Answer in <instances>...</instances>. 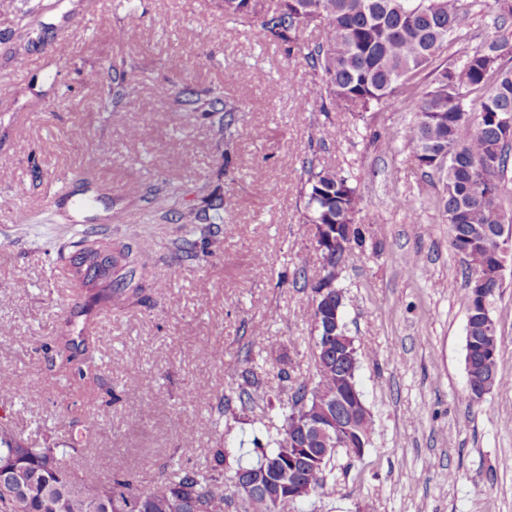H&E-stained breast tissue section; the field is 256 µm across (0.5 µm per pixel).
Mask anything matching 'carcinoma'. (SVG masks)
Listing matches in <instances>:
<instances>
[{
  "mask_svg": "<svg viewBox=\"0 0 512 512\" xmlns=\"http://www.w3.org/2000/svg\"><path fill=\"white\" fill-rule=\"evenodd\" d=\"M224 16L235 20L260 19L264 37L300 46L303 30L322 27V43L306 54L321 103L349 112H369L390 104L396 93L418 73L430 68L433 79L416 102L414 121L407 127L405 143L418 166L439 175L442 192L438 205L448 222L450 244L466 265L468 274L482 271L481 284L466 279L468 400L479 392L504 387L497 370L498 336L488 303L502 288L492 239L496 226L512 224V215L501 205V180L512 157L500 118L512 116V43L491 39L479 47L459 33L461 20L481 6L480 0H280L264 9L263 0H221ZM496 29L512 21V0H493L488 5ZM453 47L455 60L434 66L445 50ZM124 95L135 89L134 66L123 60L118 69ZM177 105L186 112H200L210 119L218 143L234 135L237 102L223 93L183 85L174 92ZM497 159L491 178L484 177L483 160ZM304 208L314 224V241L321 253V268L343 264L344 251L365 243L356 224L361 197L351 177L338 171L310 172L304 192ZM166 212L183 224H192L208 236L224 223V197L207 194L202 206L181 203L179 189L171 188L163 200ZM97 256L89 251L73 264V276L82 285L79 297L120 310L140 302L139 289L112 281L118 265L130 263L131 250L124 246L112 253L107 266L84 263ZM107 283L95 287L96 281ZM332 281L317 280L311 286L310 315L316 329L315 373L279 405L280 424L268 432L266 445L253 440L259 451L254 463L237 462L226 475L229 452L220 419L231 409L226 398L212 420L217 439L206 465H173L146 488L136 476L117 468L105 477L87 470L73 477L70 461L80 449L74 445L46 443L36 446L18 436L10 424L0 422V512H299L300 505L323 493L327 470L303 455L305 448L323 444L304 428L330 424L336 417V395H342L355 416L341 430V441L371 445L373 421L366 416L356 371L348 357H336V340L318 329L326 314L336 311ZM70 367L82 376L94 367L93 356L78 352L63 336L56 343L51 362ZM246 387L238 400L255 402L261 382L250 368L234 370Z\"/></svg>",
  "mask_w": 512,
  "mask_h": 512,
  "instance_id": "obj_1",
  "label": "carcinoma"
}]
</instances>
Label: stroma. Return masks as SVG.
I'll return each mask as SVG.
<instances>
[{
    "label": "stroma",
    "mask_w": 512,
    "mask_h": 512,
    "mask_svg": "<svg viewBox=\"0 0 512 512\" xmlns=\"http://www.w3.org/2000/svg\"><path fill=\"white\" fill-rule=\"evenodd\" d=\"M320 40L311 27L288 50L258 20L225 18L219 0H12L0 10V83L11 87L0 98V390L10 393L0 419L39 444L81 431L77 470L124 468L147 487L173 461H204L215 433L198 395L237 397L244 382L232 369L247 359L262 399L225 417L224 440L254 461L270 403L314 372L307 306L321 256L301 189L310 170L341 169L363 198L365 244L347 255L340 285L374 433L361 457L334 459L302 510L512 512V388L467 401L461 262L438 178L402 139L431 77L384 111L325 113L309 99L303 52ZM123 59L136 66L135 91L103 110ZM90 70L97 86L84 80ZM186 83L239 103L229 154L209 119L175 103ZM333 126L348 138L332 139ZM169 184L192 205L213 190L224 197L200 258L176 252L188 228L163 216ZM86 231L113 247L151 241L149 303L77 304L67 270ZM490 312L498 370L512 378V250ZM60 336L90 337L94 376L50 365L43 347ZM130 382L137 394L113 400Z\"/></svg>",
    "instance_id": "stroma-1"
}]
</instances>
